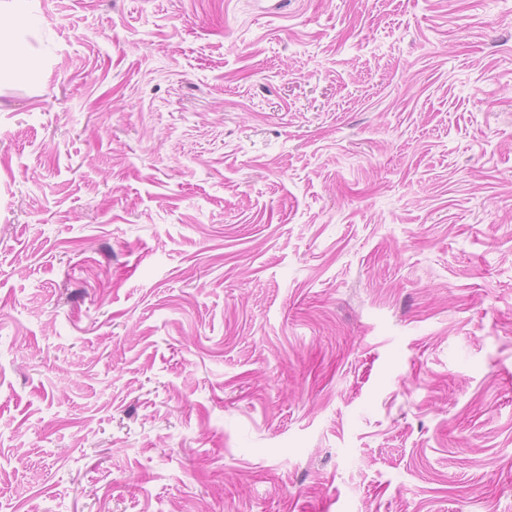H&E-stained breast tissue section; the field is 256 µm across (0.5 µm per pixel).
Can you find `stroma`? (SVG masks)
Masks as SVG:
<instances>
[{
  "label": "stroma",
  "mask_w": 512,
  "mask_h": 512,
  "mask_svg": "<svg viewBox=\"0 0 512 512\" xmlns=\"http://www.w3.org/2000/svg\"><path fill=\"white\" fill-rule=\"evenodd\" d=\"M34 12L0 512H512V0Z\"/></svg>",
  "instance_id": "stroma-1"
}]
</instances>
